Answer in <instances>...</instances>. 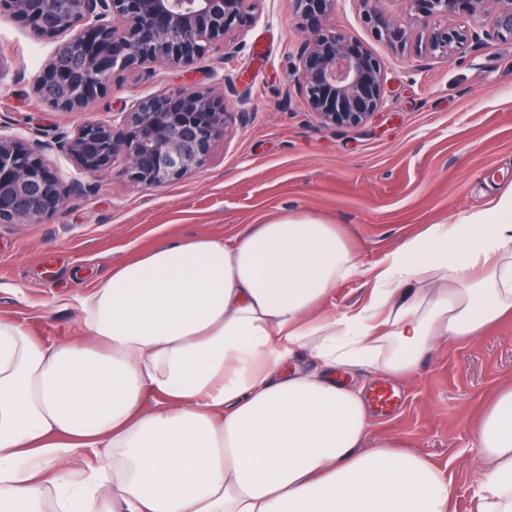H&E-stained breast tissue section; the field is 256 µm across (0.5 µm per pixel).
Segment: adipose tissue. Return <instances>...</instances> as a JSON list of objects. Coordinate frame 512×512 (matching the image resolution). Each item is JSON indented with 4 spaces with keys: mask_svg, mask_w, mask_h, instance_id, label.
I'll use <instances>...</instances> for the list:
<instances>
[{
    "mask_svg": "<svg viewBox=\"0 0 512 512\" xmlns=\"http://www.w3.org/2000/svg\"><path fill=\"white\" fill-rule=\"evenodd\" d=\"M364 273L335 225L288 216L117 265L76 340L0 319V512H452L446 470L371 439L336 374L414 378L512 316V192L403 239L362 305L327 309ZM473 435L475 512H512V384Z\"/></svg>",
    "mask_w": 512,
    "mask_h": 512,
    "instance_id": "ef3b65f1",
    "label": "adipose tissue"
}]
</instances>
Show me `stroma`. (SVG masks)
<instances>
[{
	"label": "stroma",
	"instance_id": "stroma-1",
	"mask_svg": "<svg viewBox=\"0 0 512 512\" xmlns=\"http://www.w3.org/2000/svg\"><path fill=\"white\" fill-rule=\"evenodd\" d=\"M370 11L403 24L406 44L377 39ZM254 16L225 50L190 68L115 73L87 111L62 112L34 92L56 42L0 12L2 132L55 142L137 100L189 86L240 115L197 173L161 188L137 186L118 167L80 177L68 158L54 155L62 178H79L81 188L48 223H0V318L44 341H69L82 332L77 297L118 264L170 238H230L291 215L337 225L367 268L425 226L452 223L512 190V40L441 58L426 52L428 28L406 0H336L337 28L384 71L383 106L361 125L338 128L322 125L296 93L305 35L295 25V0H256ZM348 381L368 392L395 390L393 409L372 413L374 433L446 466L455 512H474L472 425L482 404L512 383V318L482 337L439 346L420 377L360 368Z\"/></svg>",
	"mask_w": 512,
	"mask_h": 512
}]
</instances>
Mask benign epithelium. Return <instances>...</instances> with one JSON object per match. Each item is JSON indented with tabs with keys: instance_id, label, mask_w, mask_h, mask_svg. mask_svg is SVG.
I'll return each mask as SVG.
<instances>
[{
	"instance_id": "1",
	"label": "benign epithelium",
	"mask_w": 512,
	"mask_h": 512,
	"mask_svg": "<svg viewBox=\"0 0 512 512\" xmlns=\"http://www.w3.org/2000/svg\"><path fill=\"white\" fill-rule=\"evenodd\" d=\"M254 0H70L69 38L35 83L43 96L54 85L71 89L50 100L64 112H82L110 88L117 71L136 72L156 64L188 68L235 30L253 22ZM411 12L430 29L429 51L446 55L486 36L512 39V0H407ZM296 24L307 34L298 51L297 86L307 106L329 126L366 122L383 102V70L362 43L336 29L335 0H296ZM58 0H0L35 37L55 40L51 20ZM450 17L481 19L485 25H451ZM377 38L401 46L407 30L377 13L368 17ZM84 60L81 68L59 64L58 56ZM232 129L224 103L192 88L137 101L112 121H89L53 147L18 134H0V223L43 224L70 200L67 184L48 156L67 155L77 170L96 175L116 157L128 161L127 178L145 188L179 180L202 167L215 142Z\"/></svg>"
}]
</instances>
